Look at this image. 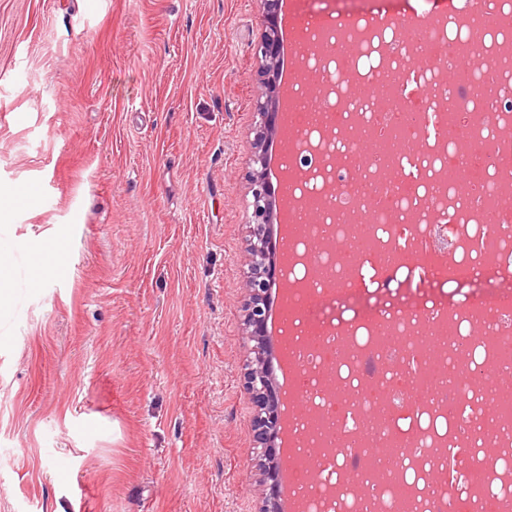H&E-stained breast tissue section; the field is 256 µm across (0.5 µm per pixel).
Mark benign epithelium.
Masks as SVG:
<instances>
[{
  "instance_id": "7a95c632",
  "label": "benign epithelium",
  "mask_w": 512,
  "mask_h": 512,
  "mask_svg": "<svg viewBox=\"0 0 512 512\" xmlns=\"http://www.w3.org/2000/svg\"><path fill=\"white\" fill-rule=\"evenodd\" d=\"M280 0H259L262 32L255 55L260 62L258 80L262 94L254 103L260 117L255 151L247 175L252 200L248 207L251 236L247 248L244 279V331L253 342L254 357L244 373V388L255 411L250 425L256 443L257 467L261 475L262 499L259 512H281L277 476L284 413L281 391L276 381L274 354L266 337L267 293L273 281L280 279L278 259L274 258L269 235L270 224L277 221L278 197L272 194L267 177L268 159L263 144L277 135L282 82L276 72L281 55Z\"/></svg>"
}]
</instances>
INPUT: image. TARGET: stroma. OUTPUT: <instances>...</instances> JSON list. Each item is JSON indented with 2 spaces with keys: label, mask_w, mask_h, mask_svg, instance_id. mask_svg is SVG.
<instances>
[{
  "label": "stroma",
  "mask_w": 512,
  "mask_h": 512,
  "mask_svg": "<svg viewBox=\"0 0 512 512\" xmlns=\"http://www.w3.org/2000/svg\"><path fill=\"white\" fill-rule=\"evenodd\" d=\"M257 0H0V512H258ZM36 191L32 187L25 188L20 191H11L4 195L0 194V215L4 210L13 209L18 206L33 207L36 205Z\"/></svg>",
  "instance_id": "35a3bbf8"
}]
</instances>
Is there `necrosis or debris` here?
Wrapping results in <instances>:
<instances>
[{
    "mask_svg": "<svg viewBox=\"0 0 512 512\" xmlns=\"http://www.w3.org/2000/svg\"><path fill=\"white\" fill-rule=\"evenodd\" d=\"M494 20L480 36L470 33L476 11ZM512 0H457L448 21L422 24L421 13L393 17L389 30L350 33L329 30L320 47H308L324 114L336 117V142L300 121L288 153L291 170L312 172V185H298L297 200L321 201L317 223L293 243L305 254V287L294 301L288 334L302 358L296 369L305 382L296 395L318 403L307 429L333 425L327 447L333 456L324 475L344 492L363 479L382 512H393L398 494L409 512H507L512 495L498 489L499 474L478 456L489 441H512V400L496 397V381L512 377V203L499 187L512 182ZM453 43L464 54L481 50L493 66L466 67L464 77L433 94L441 69L417 61L412 39ZM399 73L403 86L386 110L371 104L370 88L380 71ZM387 121L404 125V138L426 151L395 150L356 165L358 132L374 135ZM477 173L475 189L460 191L458 178ZM445 226L453 247L448 282L467 288L457 300L422 294L431 283L428 255L433 228ZM397 261L380 266V252ZM487 277L490 289L474 284ZM416 283L418 291L393 308L370 304L350 323L329 331L319 322L324 305L364 289L379 291ZM447 366L437 386L415 380L413 371L432 363ZM339 382L344 393L323 395L316 379ZM423 400H416V393ZM393 444L399 460H429L439 486L420 493L405 471L388 474L371 456Z\"/></svg>",
    "mask_w": 512,
    "mask_h": 512,
    "instance_id": "obj_1",
    "label": "necrosis or debris"
}]
</instances>
